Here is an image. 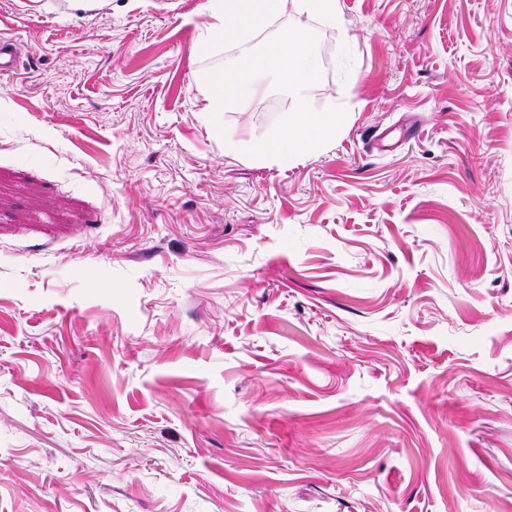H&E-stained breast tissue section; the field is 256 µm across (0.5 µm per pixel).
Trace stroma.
<instances>
[{
    "label": "stroma",
    "mask_w": 512,
    "mask_h": 512,
    "mask_svg": "<svg viewBox=\"0 0 512 512\" xmlns=\"http://www.w3.org/2000/svg\"><path fill=\"white\" fill-rule=\"evenodd\" d=\"M224 113L205 0H0V512H512V0H339Z\"/></svg>",
    "instance_id": "obj_1"
}]
</instances>
